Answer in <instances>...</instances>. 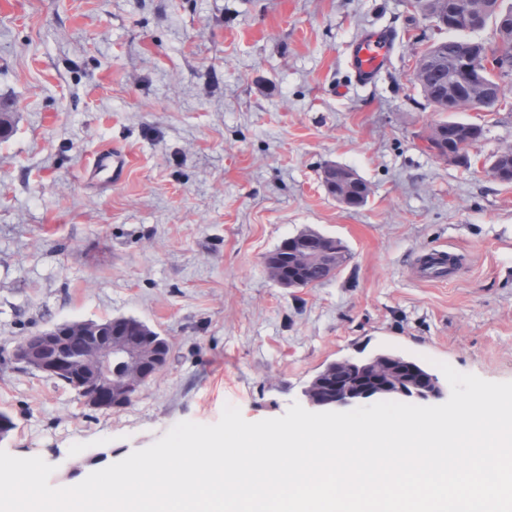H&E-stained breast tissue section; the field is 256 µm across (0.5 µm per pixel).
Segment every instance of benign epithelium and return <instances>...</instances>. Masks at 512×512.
<instances>
[{
    "mask_svg": "<svg viewBox=\"0 0 512 512\" xmlns=\"http://www.w3.org/2000/svg\"><path fill=\"white\" fill-rule=\"evenodd\" d=\"M434 25L451 30L458 27L475 32L493 23L504 30L512 28L509 12L490 13L484 0H458L453 10L444 7L430 15ZM426 65L448 73V95L438 111L453 113L458 103L486 107L499 100L497 88L482 81L481 75L494 66L468 56L451 59L441 47L426 58ZM477 123L443 120L431 126L424 140L434 155L446 162L460 164L463 158L455 146H473L481 138ZM498 182L512 183V155L496 156L489 166ZM327 192L346 209H357L369 197V184L352 168L331 164L322 171ZM263 263L271 278L281 287L299 288L304 284L307 266L317 265L329 274L342 267L337 239L318 231L283 240L266 254ZM289 266L291 279L284 278L283 266ZM169 343L154 329L133 317H115L103 321H69L57 324L15 344L14 362L59 381L74 390L83 404L110 410L132 401L142 387L170 360ZM311 407L355 409L380 401L426 402L440 399L444 387L435 374L419 372L412 361L397 355L380 356L368 364L357 365L350 359L336 361L316 384L303 391Z\"/></svg>",
    "mask_w": 512,
    "mask_h": 512,
    "instance_id": "1",
    "label": "benign epithelium"
}]
</instances>
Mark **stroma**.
<instances>
[{
	"mask_svg": "<svg viewBox=\"0 0 512 512\" xmlns=\"http://www.w3.org/2000/svg\"><path fill=\"white\" fill-rule=\"evenodd\" d=\"M396 36L357 85L361 33ZM409 0H0V449L42 457L58 487L225 406L284 415L323 367L391 350L512 381V81L458 117L484 135L460 167L423 145L442 115L413 74L444 39ZM122 176L92 169L101 148ZM371 188L356 210L322 170ZM305 229L350 257L283 288L262 257ZM447 251L433 280L418 267ZM132 316L168 366L120 409L13 364L12 346L67 321ZM322 182L327 192L346 209L361 207L371 193L369 184L354 169L346 165L326 166L322 171Z\"/></svg>",
	"mask_w": 512,
	"mask_h": 512,
	"instance_id": "stroma-1",
	"label": "stroma"
}]
</instances>
